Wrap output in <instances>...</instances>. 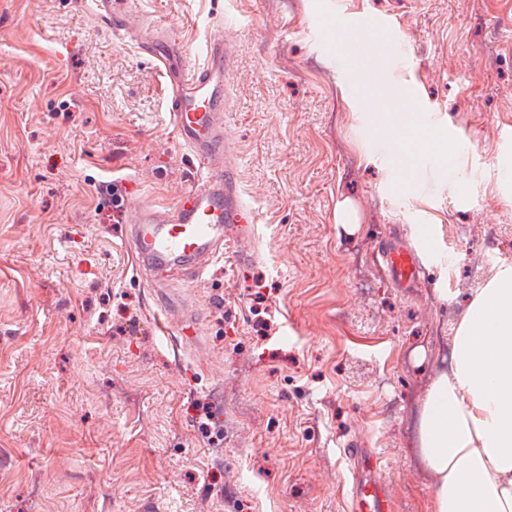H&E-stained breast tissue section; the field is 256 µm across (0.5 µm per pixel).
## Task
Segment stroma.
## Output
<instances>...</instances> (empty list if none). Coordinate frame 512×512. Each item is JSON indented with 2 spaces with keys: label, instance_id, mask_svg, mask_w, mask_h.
Instances as JSON below:
<instances>
[{
  "label": "stroma",
  "instance_id": "35a3bbf8",
  "mask_svg": "<svg viewBox=\"0 0 512 512\" xmlns=\"http://www.w3.org/2000/svg\"><path fill=\"white\" fill-rule=\"evenodd\" d=\"M132 8L193 66L223 26L224 132L257 223L178 286L192 338L162 332L124 209L193 186L163 70L94 0L0 6V512H349L354 441L392 512H429L428 384L474 292L512 264V0ZM369 20L408 50L387 80L378 52L351 66L325 40ZM385 99L431 117L391 183L359 162L389 149L364 120ZM394 237L437 253L416 287L377 262Z\"/></svg>",
  "mask_w": 512,
  "mask_h": 512
}]
</instances>
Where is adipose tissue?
I'll list each match as a JSON object with an SVG mask.
<instances>
[{"label":"adipose tissue","instance_id":"1","mask_svg":"<svg viewBox=\"0 0 512 512\" xmlns=\"http://www.w3.org/2000/svg\"><path fill=\"white\" fill-rule=\"evenodd\" d=\"M430 512H512V265L467 305L420 410Z\"/></svg>","mask_w":512,"mask_h":512}]
</instances>
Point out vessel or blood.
<instances>
[{
  "mask_svg": "<svg viewBox=\"0 0 512 512\" xmlns=\"http://www.w3.org/2000/svg\"><path fill=\"white\" fill-rule=\"evenodd\" d=\"M97 15L113 34L136 41L140 54L155 59L170 81L168 111L181 143L199 165L194 186L175 207L140 204L127 212V240L140 271L153 277L154 292L165 324L179 329L188 317L180 309L170 281L179 276L202 279L212 261L224 254L227 240L244 234L256 221L254 210L238 193L235 169L227 159L224 136V32L215 30L205 45L202 66L187 65L181 48L164 34L146 33L130 0H96ZM364 28L343 26L331 47L348 59L357 58L366 46ZM392 281L412 286L418 277L415 254L392 245L386 252ZM356 512H389V503L371 486H354Z\"/></svg>",
  "mask_w": 512,
  "mask_h": 512,
  "instance_id": "1",
  "label": "vessel or blood"
}]
</instances>
